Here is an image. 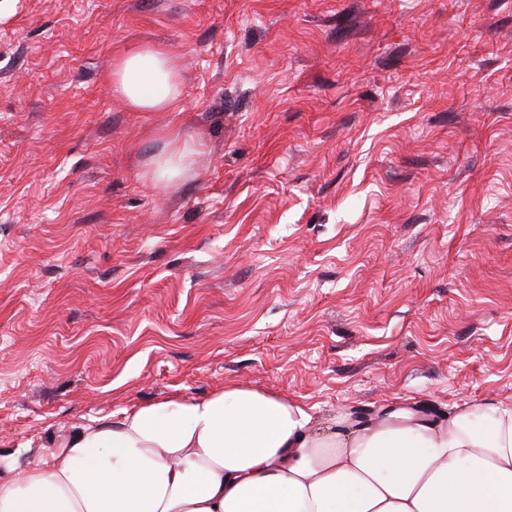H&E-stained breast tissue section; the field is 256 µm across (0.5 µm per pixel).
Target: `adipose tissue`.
Returning <instances> with one entry per match:
<instances>
[{
  "instance_id": "obj_1",
  "label": "adipose tissue",
  "mask_w": 512,
  "mask_h": 512,
  "mask_svg": "<svg viewBox=\"0 0 512 512\" xmlns=\"http://www.w3.org/2000/svg\"><path fill=\"white\" fill-rule=\"evenodd\" d=\"M110 80L135 112L183 93L160 48L120 55ZM4 466L0 512H512V407L437 419L391 406L316 429L302 403L230 384L80 425Z\"/></svg>"
}]
</instances>
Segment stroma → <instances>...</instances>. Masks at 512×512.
Instances as JSON below:
<instances>
[{
    "instance_id": "35a3bbf8",
    "label": "stroma",
    "mask_w": 512,
    "mask_h": 512,
    "mask_svg": "<svg viewBox=\"0 0 512 512\" xmlns=\"http://www.w3.org/2000/svg\"><path fill=\"white\" fill-rule=\"evenodd\" d=\"M227 384L512 405V0H0V458ZM110 80L113 91L135 112L170 109L183 93L179 61L160 48L139 47L120 55ZM188 150L177 146L169 152L167 157L152 166L149 179L154 183H168L182 176L189 167Z\"/></svg>"
}]
</instances>
